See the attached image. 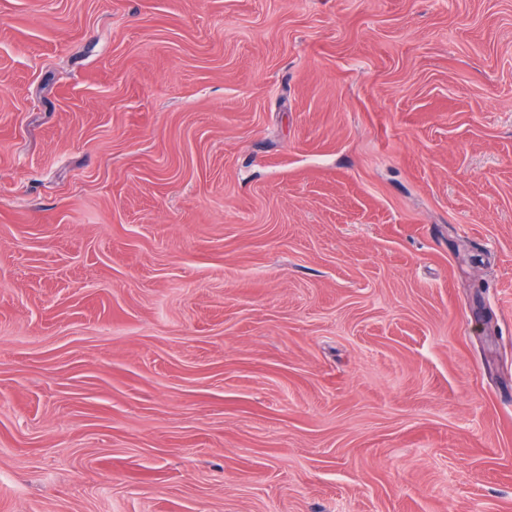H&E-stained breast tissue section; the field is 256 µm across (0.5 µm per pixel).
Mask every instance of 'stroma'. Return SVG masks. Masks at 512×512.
I'll return each instance as SVG.
<instances>
[{"label":"stroma","instance_id":"1","mask_svg":"<svg viewBox=\"0 0 512 512\" xmlns=\"http://www.w3.org/2000/svg\"><path fill=\"white\" fill-rule=\"evenodd\" d=\"M0 512H512V0H0Z\"/></svg>","mask_w":512,"mask_h":512}]
</instances>
